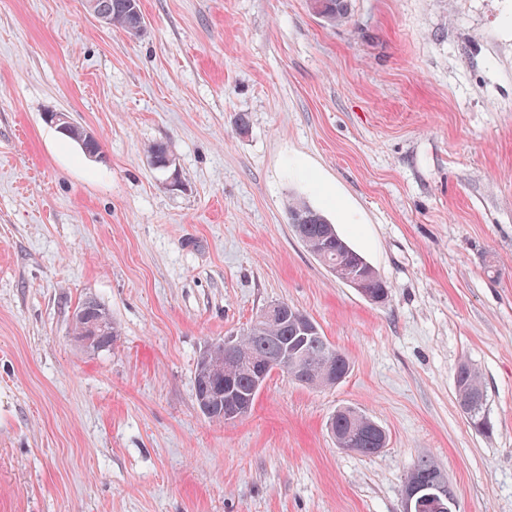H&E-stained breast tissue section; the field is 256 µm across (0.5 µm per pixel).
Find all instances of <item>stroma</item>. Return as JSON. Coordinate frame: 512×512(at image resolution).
<instances>
[{"instance_id":"35a3bbf8","label":"stroma","mask_w":512,"mask_h":512,"mask_svg":"<svg viewBox=\"0 0 512 512\" xmlns=\"http://www.w3.org/2000/svg\"><path fill=\"white\" fill-rule=\"evenodd\" d=\"M351 4L331 27L308 0H141L131 36L84 0H0V512H403L422 457L456 512H512V0ZM294 198L385 301L306 248ZM88 298L117 330L95 353L71 332ZM275 302L349 374L272 372L212 423L199 359ZM343 406L387 447L338 448ZM49 117H50V121H52L53 123L58 125V128L62 132L69 134V133H72L73 129L78 128L79 131L81 132V138H84V140H86V142L97 141V139L92 134L80 129L77 125H75L72 121H70V118L66 113L52 112V114H50ZM65 136H67V135H65ZM67 137L79 145L82 153L85 156L88 155V152L98 151L101 149L99 143L86 144L84 142V140L80 141V134H76L74 136H67ZM289 221L296 233H299L298 226L301 225L299 236L309 247V251L319 258L324 265L345 283L357 288L362 294L369 297L364 287L360 270L366 272L367 290L372 294V301L384 299L387 295L388 286L374 268L368 263L364 256L354 250L348 242L336 231L333 224L319 210L314 209L304 201H292L288 206ZM317 245V246H314ZM326 251V260L331 264H346L358 267L360 270L341 269L339 266H331L324 259L323 249ZM455 391L466 419L475 429L480 430L478 424L483 422V414L486 412V395L480 375L467 361L461 362L456 370Z\"/></svg>"}]
</instances>
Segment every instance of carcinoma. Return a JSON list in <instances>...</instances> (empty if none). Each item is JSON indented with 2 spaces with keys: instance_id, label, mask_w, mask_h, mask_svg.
Returning a JSON list of instances; mask_svg holds the SVG:
<instances>
[{
  "instance_id": "carcinoma-1",
  "label": "carcinoma",
  "mask_w": 512,
  "mask_h": 512,
  "mask_svg": "<svg viewBox=\"0 0 512 512\" xmlns=\"http://www.w3.org/2000/svg\"><path fill=\"white\" fill-rule=\"evenodd\" d=\"M112 13V26L123 30L139 23L138 5L132 0H101ZM312 12L331 26H341L348 22L351 15V0H310ZM289 221L301 225L299 236L310 245H320L326 251V260L331 264H346L366 272L367 290L373 300L379 301L387 295L388 286L364 256L354 250L336 231L333 224L320 211L304 201H293L288 206ZM308 318L303 311L293 307L284 318L263 326L251 327L240 337L237 350L229 352L214 345L210 357L221 361L225 366V388L221 402L214 406L209 420L221 424L224 415L234 411L245 402H255L253 378L248 370L234 364L235 357L244 353L256 358L272 359L279 356L284 347L291 344L300 334V323ZM302 352L318 368L304 367V372L295 377L299 384L315 388L332 387L341 376L348 374L350 362L341 351L331 352L329 343L321 333L306 335ZM455 391L458 404L470 420L473 427H478L486 412V395L484 394L480 375L467 361L459 364L455 374ZM331 433L336 438L339 448L362 455H374L386 447L387 437L384 430L370 417L351 408L340 409L330 424ZM413 473L422 481L436 483L444 481L441 472L427 459H420L415 464Z\"/></svg>"
}]
</instances>
